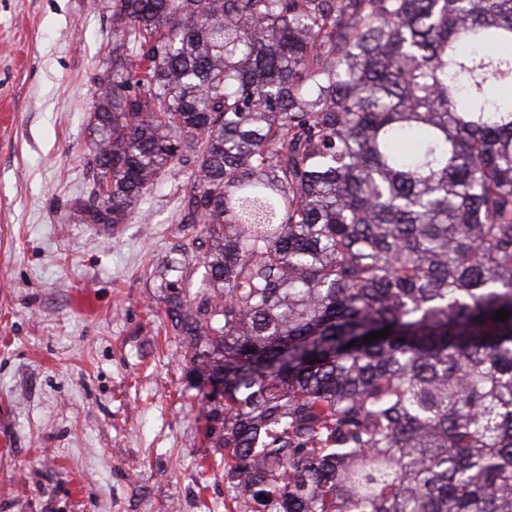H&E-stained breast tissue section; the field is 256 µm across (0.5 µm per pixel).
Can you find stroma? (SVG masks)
<instances>
[{
	"instance_id": "stroma-1",
	"label": "stroma",
	"mask_w": 512,
	"mask_h": 512,
	"mask_svg": "<svg viewBox=\"0 0 512 512\" xmlns=\"http://www.w3.org/2000/svg\"><path fill=\"white\" fill-rule=\"evenodd\" d=\"M113 0H0V512H239L168 298L207 290L193 167L80 223ZM176 261L174 288L159 270Z\"/></svg>"
}]
</instances>
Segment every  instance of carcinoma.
I'll use <instances>...</instances> for the list:
<instances>
[{
	"mask_svg": "<svg viewBox=\"0 0 512 512\" xmlns=\"http://www.w3.org/2000/svg\"><path fill=\"white\" fill-rule=\"evenodd\" d=\"M112 26L80 220L199 160L209 288L168 313L224 385V473L270 512H512V0H115Z\"/></svg>",
	"mask_w": 512,
	"mask_h": 512,
	"instance_id": "carcinoma-1",
	"label": "carcinoma"
}]
</instances>
